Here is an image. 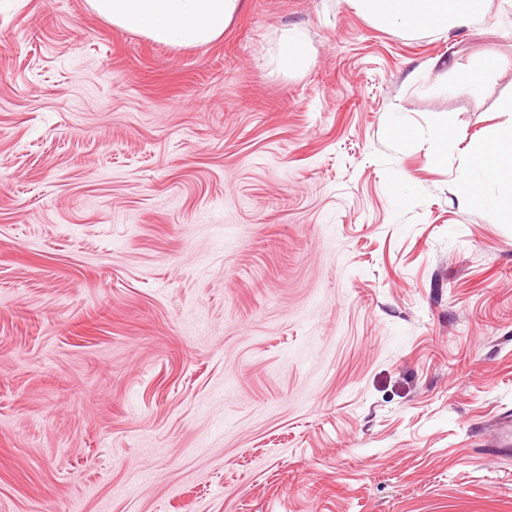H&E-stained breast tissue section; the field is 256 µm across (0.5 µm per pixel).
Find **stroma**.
<instances>
[{
  "label": "stroma",
  "instance_id": "1",
  "mask_svg": "<svg viewBox=\"0 0 512 512\" xmlns=\"http://www.w3.org/2000/svg\"><path fill=\"white\" fill-rule=\"evenodd\" d=\"M511 102L512 0L183 49L0 0V512H512V220L458 188ZM309 53L301 41H285L279 50V64L285 71L307 65Z\"/></svg>",
  "mask_w": 512,
  "mask_h": 512
}]
</instances>
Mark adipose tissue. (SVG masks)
Instances as JSON below:
<instances>
[{"label":"adipose tissue","instance_id":"adipose-tissue-1","mask_svg":"<svg viewBox=\"0 0 512 512\" xmlns=\"http://www.w3.org/2000/svg\"><path fill=\"white\" fill-rule=\"evenodd\" d=\"M361 12L382 23L411 30L469 25L483 15L485 0H352ZM93 10L112 25L175 47L203 46L220 38L240 0H90ZM512 125L483 144L458 179L464 196L481 200L512 218Z\"/></svg>","mask_w":512,"mask_h":512}]
</instances>
